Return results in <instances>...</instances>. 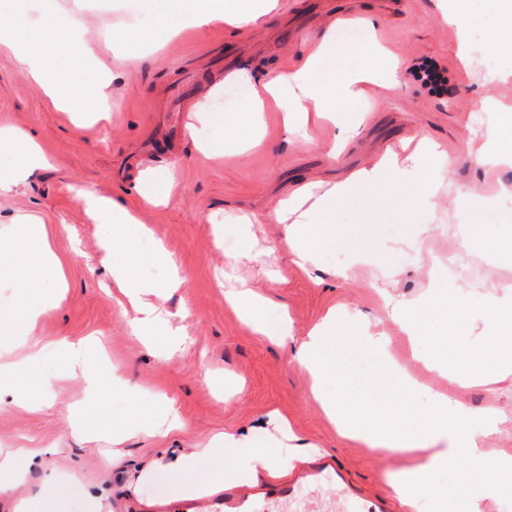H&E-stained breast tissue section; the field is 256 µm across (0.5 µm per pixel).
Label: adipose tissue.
<instances>
[{
    "label": "adipose tissue",
    "instance_id": "ef3b65f1",
    "mask_svg": "<svg viewBox=\"0 0 512 512\" xmlns=\"http://www.w3.org/2000/svg\"><path fill=\"white\" fill-rule=\"evenodd\" d=\"M39 12L49 18L41 35L20 37L16 28L0 27V45L9 47L17 57L24 74L45 91L54 105L61 108L80 107L84 112H102V100L85 94L68 77L60 74L45 60L43 47L52 44L60 55L68 58L75 71L92 70L103 73L102 63L88 46L78 18L86 8L84 0H70L68 5L54 0H32ZM141 8L156 22L154 28L129 32L121 27L112 33V41L121 44L131 38L153 40L172 36L188 29L223 24L235 29L255 27L279 9V0H141ZM369 56L387 60L381 75L357 67L345 68L335 76L336 96L324 94L322 70L326 59L335 57L340 46L335 27H328L317 40L314 49L296 66L276 71L263 78H250L252 100L232 123L234 134L212 135L200 131L197 145L208 154H226L241 149L261 147L263 114L269 107H277L285 126L307 124L310 117H336L346 136H354L361 126L356 114L362 109V86L382 80L398 82L400 68L396 60L388 59L387 49L376 40H368ZM12 156V167L0 169V195L14 191L34 171L43 169L45 159L34 139L16 129H0V154ZM479 164L489 167L512 165V118L503 116L493 125L477 156ZM445 153L439 143L421 138L415 149L406 156L385 155L372 167L358 170L350 178L329 184L322 190L305 184L279 201L275 219L286 227L290 261L298 266L311 262L318 247L335 239L336 227L317 224L316 213L329 210L336 200L348 197L354 189L378 184L384 175H393L403 189H418L427 205H435L444 186ZM80 200L84 208L112 231L102 243L104 251H111L113 241L134 244L141 227L124 205L86 192ZM38 249L42 259L55 263L39 225L27 224L13 231H0V274L8 273L15 282H27L33 272L26 263L25 254ZM113 279L118 287L141 302V316L137 328L141 335L162 337L168 347L182 343L177 329L153 314L149 296L176 288L181 284L178 274H171L166 283H152L136 278L131 267L117 269ZM437 297L425 304H414L402 299L385 297L384 306L389 319L405 334L412 358H425L437 369L447 372L460 385L474 380L495 385L512 381V363L504 364L488 359L489 345L512 339V285L502 286L499 293L473 304L475 319L468 324H453L452 338L430 336L426 325L430 322H450L448 285L436 282ZM252 319L257 332L287 341L293 335L287 313H279L269 320L262 316L263 301L248 285H240L228 295ZM51 308L42 294L28 293L20 302L13 325L0 326V347L24 343L31 324ZM388 340L384 331L362 322L356 314L346 310L329 313L316 324L300 343L295 357L313 378L314 389L337 387V394L318 398L328 417L335 421L339 433L352 440H362L374 448L407 453L410 464L393 486L401 512H415L422 497L430 490L426 477L430 470L448 471L461 491L457 512H483L485 501L500 498L502 491L512 489V453L491 454L488 439L496 433L499 416L494 409H472L461 400L442 392L434 393L428 414H413L408 400L421 390V382L407 369L392 362L387 354ZM361 350L376 357L381 370L391 382L393 400L385 407L370 408L357 419L347 417L344 400L360 392L362 383L349 369L352 350ZM466 447L475 459L490 458L494 477L486 481L463 469L458 461L459 447ZM195 464L207 467L214 481H228L239 485L252 482L266 472L284 474L291 465L287 445L279 441L256 439L228 434L220 447L203 448L193 454Z\"/></svg>",
    "mask_w": 512,
    "mask_h": 512
}]
</instances>
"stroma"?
<instances>
[{
  "instance_id": "obj_1",
  "label": "stroma",
  "mask_w": 512,
  "mask_h": 512,
  "mask_svg": "<svg viewBox=\"0 0 512 512\" xmlns=\"http://www.w3.org/2000/svg\"><path fill=\"white\" fill-rule=\"evenodd\" d=\"M92 2L81 22L95 54L116 74L104 89L108 119H83L57 108L22 76L13 53L0 46V128L27 132L50 162L16 191L0 195V224L38 217L67 280L56 307L35 327L43 347L20 384L37 396L38 407L0 399V448L23 462L13 489L0 493V512H13L20 499L59 500L65 512H146L159 501L176 512L192 498L193 487H213L207 469L176 470L180 457L227 432L270 438L279 415L288 420L306 459L333 457L363 494L392 495L404 454L342 437L294 358L310 328L340 306L379 323L391 355L424 385L476 410L495 407L505 421L489 445L512 449V388L462 387L409 360L406 339L387 321L379 298L384 290L428 301L433 258L444 266L453 256L476 270L472 277L456 274L448 280L449 294L459 297L453 312L458 323L468 319L475 298L491 295L492 284H512V253L506 249L512 213L502 215L501 226L489 225L491 201L499 192H512V169L495 174L470 157L496 120L487 112L475 122L477 102L487 98L512 110V52L491 58L494 70L485 66L483 45L499 23L491 0H472L476 21L470 26L448 11V0H280L279 12L262 27L205 26L180 34L157 52L132 40L122 57L112 53V29L138 22L136 0ZM331 25L347 49L344 65L362 63L359 49L371 34L401 65L398 84H364L358 137L332 156L328 150L340 136L338 127L312 123L306 133L289 132L279 111L272 110L266 114L263 148L210 157L196 149L191 128L199 123V109H206L220 134L230 129L226 117L243 108L225 102L232 89L227 75L257 76L291 65L311 52ZM424 58L447 68V94L434 95L417 81L413 67ZM420 137L444 148L450 161L446 183L477 187L488 205L478 208L444 196L429 213L394 186L357 189L315 217L336 225L337 243L322 248L315 265L302 269L289 262L285 227L271 216L279 199L306 182L346 179ZM145 174L168 189L166 204L141 201L136 187ZM83 189L123 200L145 225L146 237L131 249L114 246L111 257H104L100 241L109 227L86 214L77 196ZM228 211L257 216L247 242L237 243L229 233L216 242L217 225ZM425 223L429 233L413 238V225ZM464 227L481 238V246L468 250L460 244ZM351 239L375 260L351 266L344 276L336 259L349 257ZM233 248L240 257L228 272L224 252ZM127 264L143 281L161 282L179 273L180 287L153 304L157 314L183 331L187 342L180 350L165 352L161 344L135 334L136 309L112 285L113 267ZM239 279L268 298L266 314L287 306L293 341L281 345L254 332L225 301V288ZM85 342L98 344L101 366L125 385L92 404L81 377H59V344ZM351 360L353 371L368 383L364 395L345 401L348 415L357 417L364 407L382 404L389 381L366 354L354 353ZM156 404L170 405L179 426L163 434L130 431L117 445L73 428L64 418L68 408L89 405L121 423Z\"/></svg>"
}]
</instances>
